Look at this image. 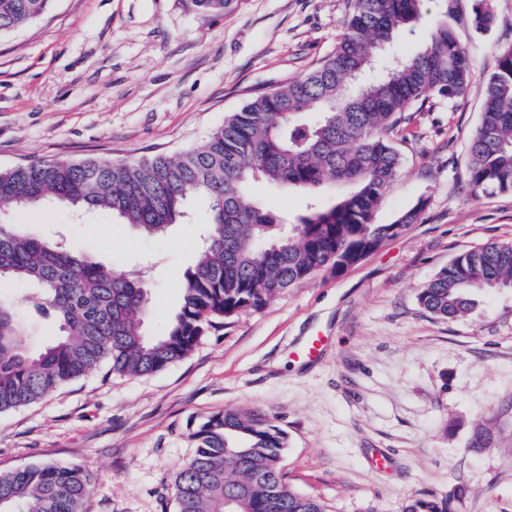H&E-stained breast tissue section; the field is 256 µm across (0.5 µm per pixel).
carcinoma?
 I'll list each match as a JSON object with an SVG mask.
<instances>
[{
  "label": "carcinoma",
  "mask_w": 512,
  "mask_h": 512,
  "mask_svg": "<svg viewBox=\"0 0 512 512\" xmlns=\"http://www.w3.org/2000/svg\"><path fill=\"white\" fill-rule=\"evenodd\" d=\"M51 0H0V34L42 16ZM422 0H350L335 51L305 76L228 115L198 147L135 162L49 161L0 170V208L58 201L101 208L120 223L159 234L185 217L194 194L212 200L209 230L182 284L166 332L150 336L142 279L76 254L60 240L0 224V282L31 286L26 301L53 321L55 334L33 350L24 320L0 297V414L39 402L102 364L143 376L183 359L217 319L263 309L318 271L339 274L414 223L417 206L392 224L373 214L400 168L390 135L407 109L430 97L453 101L467 90L471 58L448 12L424 17ZM427 45L408 55L406 34L421 21ZM472 26L495 24L493 0H474ZM473 198L512 192V45L498 49L468 153ZM312 195L330 182L353 190L288 215L254 199V184ZM512 288V243L459 254L418 289L439 319L472 308L474 292ZM195 452L175 479L177 512H326L290 489L281 474L285 433L267 416L226 409L192 433ZM91 477L53 462L0 472V512H84ZM463 490L406 501L403 512H457Z\"/></svg>",
  "instance_id": "carcinoma-1"
}]
</instances>
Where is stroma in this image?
<instances>
[{
	"instance_id": "1",
	"label": "stroma",
	"mask_w": 512,
	"mask_h": 512,
	"mask_svg": "<svg viewBox=\"0 0 512 512\" xmlns=\"http://www.w3.org/2000/svg\"><path fill=\"white\" fill-rule=\"evenodd\" d=\"M473 0H449L473 66L465 95L412 105L392 135L400 169L373 221H417L334 275L319 271L259 311L221 320L184 359L150 375L101 366L43 401L0 414V471L42 462L80 468L86 512H176L174 482L191 433L229 408L271 418L287 437L285 483L327 512H402L408 498L463 484L460 512H512V288L474 295L448 321L417 290L463 251L512 242V193L468 191L467 151L499 47L512 43V0L495 27L470 23ZM347 0H53L0 34V170L43 161H133L200 145L251 100L302 77L334 51ZM210 199L166 236L111 212L59 203L0 221L115 272L145 271L150 334H163L197 261ZM323 335L320 358L292 359ZM489 446L469 449L476 426ZM383 453L387 469L371 459Z\"/></svg>"
}]
</instances>
